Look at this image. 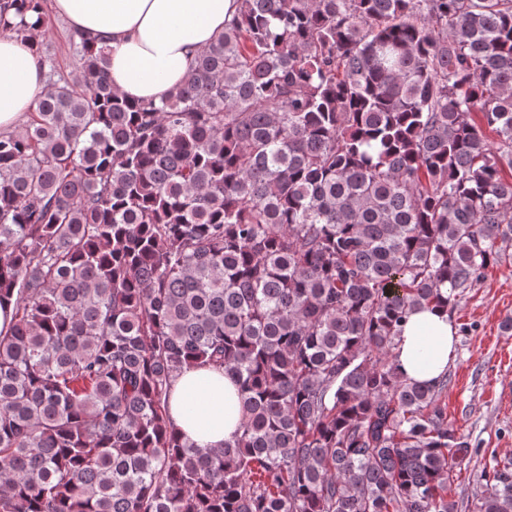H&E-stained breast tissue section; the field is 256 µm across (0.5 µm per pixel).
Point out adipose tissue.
Here are the masks:
<instances>
[{
	"instance_id": "ef3b65f1",
	"label": "adipose tissue",
	"mask_w": 512,
	"mask_h": 512,
	"mask_svg": "<svg viewBox=\"0 0 512 512\" xmlns=\"http://www.w3.org/2000/svg\"><path fill=\"white\" fill-rule=\"evenodd\" d=\"M236 0H52L54 15L72 31L103 39L112 85L129 100L161 101L185 78L198 52L224 30ZM46 87L32 40L0 28V129L34 112ZM434 342L421 364L422 339ZM454 329L447 312L424 308L404 323L396 363L404 378L428 382L448 366ZM237 389L223 372L196 368L172 384L168 416L187 442L220 448L239 428Z\"/></svg>"
}]
</instances>
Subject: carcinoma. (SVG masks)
I'll use <instances>...</instances> for the list:
<instances>
[{
  "label": "carcinoma",
  "instance_id": "1",
  "mask_svg": "<svg viewBox=\"0 0 512 512\" xmlns=\"http://www.w3.org/2000/svg\"><path fill=\"white\" fill-rule=\"evenodd\" d=\"M237 2L166 100L73 34L0 131V512H512V457L455 497L448 374L395 364L512 263V0ZM193 366L237 386L222 448L168 421Z\"/></svg>",
  "mask_w": 512,
  "mask_h": 512
}]
</instances>
